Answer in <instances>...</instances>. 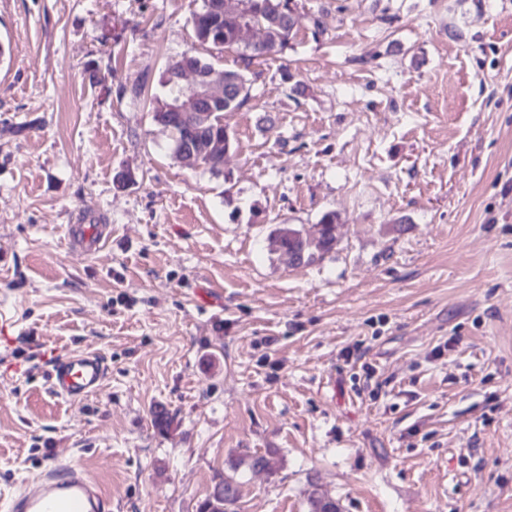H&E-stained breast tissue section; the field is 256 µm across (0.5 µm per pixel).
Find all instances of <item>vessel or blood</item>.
Listing matches in <instances>:
<instances>
[{"instance_id": "1", "label": "vessel or blood", "mask_w": 512, "mask_h": 512, "mask_svg": "<svg viewBox=\"0 0 512 512\" xmlns=\"http://www.w3.org/2000/svg\"><path fill=\"white\" fill-rule=\"evenodd\" d=\"M74 249L84 254L97 251L104 240L99 225L77 215L69 228ZM107 367L95 353H71L55 358L51 392L68 401H80L103 385ZM106 492L79 465L49 460L40 476L8 502L9 512H108Z\"/></svg>"}]
</instances>
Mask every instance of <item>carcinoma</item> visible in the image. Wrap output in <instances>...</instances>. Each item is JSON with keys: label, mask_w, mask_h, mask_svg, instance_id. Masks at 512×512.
<instances>
[{"label": "carcinoma", "mask_w": 512, "mask_h": 512, "mask_svg": "<svg viewBox=\"0 0 512 512\" xmlns=\"http://www.w3.org/2000/svg\"><path fill=\"white\" fill-rule=\"evenodd\" d=\"M292 0H247L248 8L241 14L227 12L224 20L214 22L201 18L194 25L198 41L224 50L236 49L247 60L265 57L281 52L295 38L302 28V17L291 6ZM257 25L265 31L262 43L253 46H240L239 32L242 28ZM249 99V88H244L239 100L231 101L215 109L212 118L192 128L186 147L197 148L203 144L213 145V151L202 158V166L213 173L224 167V154L233 147V139L227 138L226 127L219 117L226 112H236ZM336 212L329 210L322 214L319 241L305 245L301 230L291 224H284L273 231L280 247L298 253L297 263H312L316 258L330 252L336 246ZM224 497L217 500L206 499L199 503L197 512H230L238 500V489L233 478L222 480Z\"/></svg>", "instance_id": "obj_1"}]
</instances>
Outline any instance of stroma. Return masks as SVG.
Returning a JSON list of instances; mask_svg holds the SVG:
<instances>
[{"label":"stroma","mask_w":512,"mask_h":512,"mask_svg":"<svg viewBox=\"0 0 512 512\" xmlns=\"http://www.w3.org/2000/svg\"><path fill=\"white\" fill-rule=\"evenodd\" d=\"M294 2L322 34L247 62L202 0H0V512L54 457L111 512H512V0ZM186 52L250 85L217 174L153 120ZM336 220L335 211L329 210L322 214L319 221L321 224L320 238L319 241L317 239L314 241V243L318 241L314 245L306 246L305 242H308L301 230L291 224H284L275 229L271 236H275L281 249L286 247L291 250L287 254L292 260L297 259V264L312 263L316 258L330 252L336 246ZM296 253L299 255L298 258ZM85 216L78 214L75 217L77 224H71L69 238L74 249L84 254H91L97 251L104 240L100 225L83 224ZM107 367L95 353H71L53 362L51 393L68 401H80L103 385ZM223 483L224 489L221 486H215L212 494L222 495L224 493V497L217 500H209L210 496L207 497L204 501L199 503L197 507L198 512H230L229 510L232 506H234L238 500V489L237 485L234 482L233 478L227 477L224 480L220 481Z\"/></svg>","instance_id":"1"}]
</instances>
